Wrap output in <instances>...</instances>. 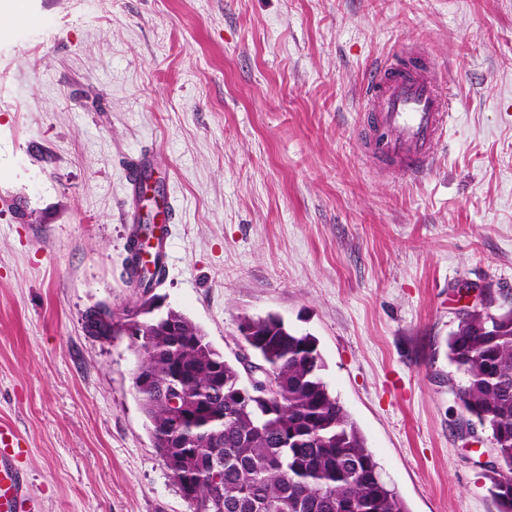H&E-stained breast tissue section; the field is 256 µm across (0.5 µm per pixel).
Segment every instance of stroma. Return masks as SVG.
I'll list each match as a JSON object with an SVG mask.
<instances>
[{
	"instance_id": "35a3bbf8",
	"label": "stroma",
	"mask_w": 512,
	"mask_h": 512,
	"mask_svg": "<svg viewBox=\"0 0 512 512\" xmlns=\"http://www.w3.org/2000/svg\"><path fill=\"white\" fill-rule=\"evenodd\" d=\"M0 423L17 512H191L132 387L142 296L121 160L176 201L164 308L227 360L244 318L314 335L323 378L409 512H497L464 447L445 340L485 290L512 308V0H0ZM424 49L454 112L425 176L366 157L375 64ZM26 448L22 436L12 426L0 424V511L14 512L27 494L18 456Z\"/></svg>"
}]
</instances>
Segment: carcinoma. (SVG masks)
I'll return each instance as SVG.
<instances>
[{"label": "carcinoma", "mask_w": 512, "mask_h": 512, "mask_svg": "<svg viewBox=\"0 0 512 512\" xmlns=\"http://www.w3.org/2000/svg\"><path fill=\"white\" fill-rule=\"evenodd\" d=\"M242 339L276 381L271 405L241 396L237 367L190 325L139 353L153 377L139 401L166 469L181 475L180 491L191 489L192 512H214L216 499L221 512H408L324 381L316 338L268 314ZM446 345L466 376L454 390L461 417L490 436L497 512H512V309L462 314ZM172 387L193 417H174L161 396Z\"/></svg>", "instance_id": "carcinoma-1"}]
</instances>
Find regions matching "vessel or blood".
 <instances>
[{"label":"vessel or blood","instance_id":"vessel-or-blood-1","mask_svg":"<svg viewBox=\"0 0 512 512\" xmlns=\"http://www.w3.org/2000/svg\"><path fill=\"white\" fill-rule=\"evenodd\" d=\"M365 111L373 115L368 157L382 165L398 163L413 175L433 164V147L451 112L449 98L439 89L434 73L421 58L404 66L375 68L364 92ZM151 156L142 153L126 158L130 191L125 215L137 219L144 190L143 173ZM26 443L12 426L0 424V512H14L27 494L18 457Z\"/></svg>","mask_w":512,"mask_h":512}]
</instances>
